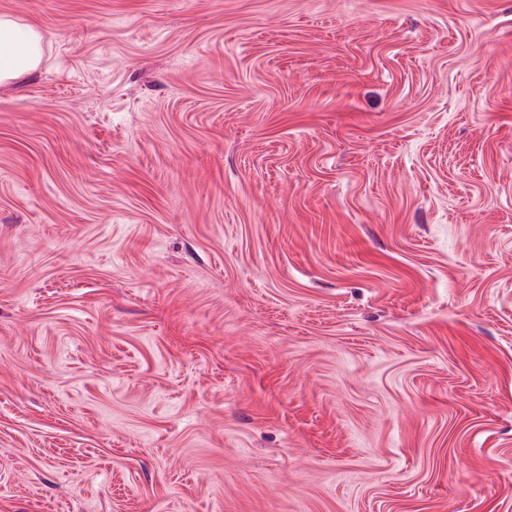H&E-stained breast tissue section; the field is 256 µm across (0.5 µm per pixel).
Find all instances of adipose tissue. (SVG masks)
<instances>
[{
    "mask_svg": "<svg viewBox=\"0 0 512 512\" xmlns=\"http://www.w3.org/2000/svg\"><path fill=\"white\" fill-rule=\"evenodd\" d=\"M40 31L0 15V83L35 71L42 62Z\"/></svg>",
    "mask_w": 512,
    "mask_h": 512,
    "instance_id": "obj_1",
    "label": "adipose tissue"
}]
</instances>
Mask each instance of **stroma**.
Listing matches in <instances>:
<instances>
[{"label": "stroma", "mask_w": 512, "mask_h": 512, "mask_svg": "<svg viewBox=\"0 0 512 512\" xmlns=\"http://www.w3.org/2000/svg\"><path fill=\"white\" fill-rule=\"evenodd\" d=\"M0 14V512H512V0ZM43 35L8 15H0V83L35 71L42 62Z\"/></svg>", "instance_id": "1"}]
</instances>
